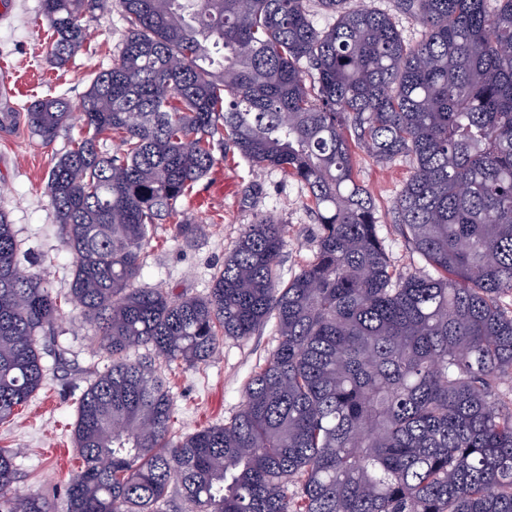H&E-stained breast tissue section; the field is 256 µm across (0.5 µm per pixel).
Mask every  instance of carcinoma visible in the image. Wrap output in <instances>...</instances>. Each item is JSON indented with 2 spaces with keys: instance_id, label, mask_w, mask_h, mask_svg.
I'll return each mask as SVG.
<instances>
[{
  "instance_id": "cac0c4a2",
  "label": "carcinoma",
  "mask_w": 512,
  "mask_h": 512,
  "mask_svg": "<svg viewBox=\"0 0 512 512\" xmlns=\"http://www.w3.org/2000/svg\"><path fill=\"white\" fill-rule=\"evenodd\" d=\"M320 4L327 29L306 0H118L127 34L77 108L90 134L48 177L66 300L108 360L78 401L68 512H158L173 486L190 512H512V0H397L422 27L411 43L386 13ZM111 5L43 0L50 60ZM22 108L45 144L75 109L52 93ZM358 149L411 160L393 214L430 273L392 266ZM237 157L306 186L312 259L283 281V226L259 214L207 297L132 287L155 225L214 223L178 202ZM60 310L0 211V422L42 385ZM270 321L236 416L179 432L161 368ZM17 473L0 448V512H47L12 493Z\"/></svg>"
}]
</instances>
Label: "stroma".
Masks as SVG:
<instances>
[{"mask_svg":"<svg viewBox=\"0 0 512 512\" xmlns=\"http://www.w3.org/2000/svg\"><path fill=\"white\" fill-rule=\"evenodd\" d=\"M43 0H15L0 19V68L11 77L0 90V112H17L27 100L55 92L79 102L92 78L117 57L126 30L119 6L85 17L86 39L63 67L50 63V33L42 16ZM73 119L51 144L33 136L25 119L0 133V211L13 226L19 258L27 270L45 274L53 294L65 295L72 280L73 258L64 247L47 193L48 172L71 141L85 136ZM355 172L384 215L379 235L397 271L425 272L424 260L413 253L391 217L393 204L410 173L411 163H388L356 153ZM260 180L261 192L245 197L244 189ZM207 196L198 204L197 196ZM186 214L213 218L204 236L187 241L173 225H156L146 250L140 288H160L173 298L207 297L214 276L235 248L247 224L260 213L273 215L285 227L280 254L283 279H291L313 255L317 226L306 188L280 171L254 173L242 158L217 163L212 175L197 183L193 197L181 204ZM273 325L253 335L225 337L223 345L200 370L177 366L170 378L176 428L185 434L230 421L239 411L243 389L276 345ZM43 362V384L13 418L0 424V446L20 449L15 494L45 501L49 512H67L65 489L80 465L73 431L77 402L97 372L106 367L94 329L80 309L64 305L50 335Z\"/></svg>","mask_w":512,"mask_h":512,"instance_id":"obj_1","label":"stroma"}]
</instances>
